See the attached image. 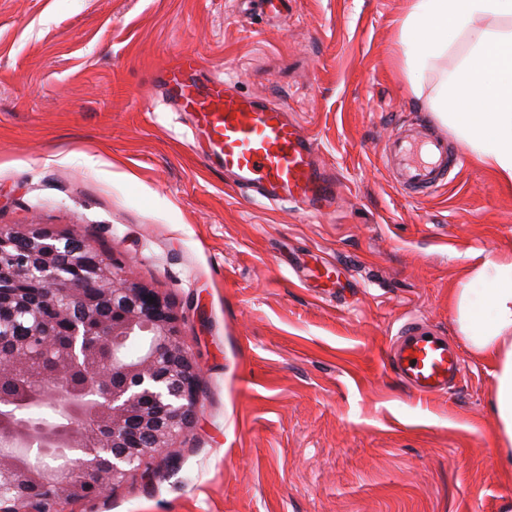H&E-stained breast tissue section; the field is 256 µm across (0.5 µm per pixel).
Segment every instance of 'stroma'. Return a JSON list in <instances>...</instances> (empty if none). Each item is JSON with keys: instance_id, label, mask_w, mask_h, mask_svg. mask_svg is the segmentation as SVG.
Here are the masks:
<instances>
[{"instance_id": "1", "label": "stroma", "mask_w": 512, "mask_h": 512, "mask_svg": "<svg viewBox=\"0 0 512 512\" xmlns=\"http://www.w3.org/2000/svg\"><path fill=\"white\" fill-rule=\"evenodd\" d=\"M405 0H0V225L90 239L175 300L196 417L149 475L65 512H512L496 463L494 366L464 344L456 289L512 256V182L411 91ZM288 106L342 184L310 214L227 185L156 81L179 58ZM426 115L465 164L413 198L383 163ZM338 266V276L299 271ZM412 316L458 344L448 394L383 356Z\"/></svg>"}]
</instances>
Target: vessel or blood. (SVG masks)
<instances>
[{
  "label": "vessel or blood",
  "instance_id": "b4317fda",
  "mask_svg": "<svg viewBox=\"0 0 512 512\" xmlns=\"http://www.w3.org/2000/svg\"><path fill=\"white\" fill-rule=\"evenodd\" d=\"M181 71L172 66L160 82L178 109L191 113L195 137L208 145L207 162L222 167L239 190L269 201H290L309 212L332 204L336 178L318 164L316 142L286 107L237 93L221 80H184ZM386 155L398 186L412 196L432 194L464 165L422 120L400 125L388 138ZM388 360L403 385L420 396L446 394L464 368L448 336L421 317L399 326Z\"/></svg>",
  "mask_w": 512,
  "mask_h": 512
}]
</instances>
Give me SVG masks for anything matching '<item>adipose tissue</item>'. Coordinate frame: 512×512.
I'll list each match as a JSON object with an SVG mask.
<instances>
[{
    "mask_svg": "<svg viewBox=\"0 0 512 512\" xmlns=\"http://www.w3.org/2000/svg\"><path fill=\"white\" fill-rule=\"evenodd\" d=\"M410 68L424 74L448 50V34L467 35L469 58L442 72L432 111L462 138L480 162L512 181V30L478 26L481 18L512 16V0H409ZM457 289L454 313L468 347L495 363L491 411L496 420L497 464L512 475V256L487 260ZM483 284L475 294L474 284Z\"/></svg>",
    "mask_w": 512,
    "mask_h": 512,
    "instance_id": "adipose-tissue-1",
    "label": "adipose tissue"
}]
</instances>
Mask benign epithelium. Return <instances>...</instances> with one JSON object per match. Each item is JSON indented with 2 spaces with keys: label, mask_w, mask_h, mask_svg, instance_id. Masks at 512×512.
<instances>
[{
  "label": "benign epithelium",
  "mask_w": 512,
  "mask_h": 512,
  "mask_svg": "<svg viewBox=\"0 0 512 512\" xmlns=\"http://www.w3.org/2000/svg\"><path fill=\"white\" fill-rule=\"evenodd\" d=\"M21 242L37 262L18 260ZM3 271L43 286L44 295L20 299L23 335L8 345L0 336V382L27 372L47 348L57 353V367L23 400L0 389V512H36L33 499L6 496V488L31 485L73 501L149 471L147 460L176 447L197 411V363L183 340L179 307L87 239L42 224L0 225ZM143 333L150 338L132 360L124 344ZM144 393L169 404L166 423L142 409ZM49 400L61 410L58 426L29 417ZM35 444L58 449L60 463L27 464L24 449ZM71 448L83 457H72Z\"/></svg>",
  "instance_id": "obj_1"
}]
</instances>
